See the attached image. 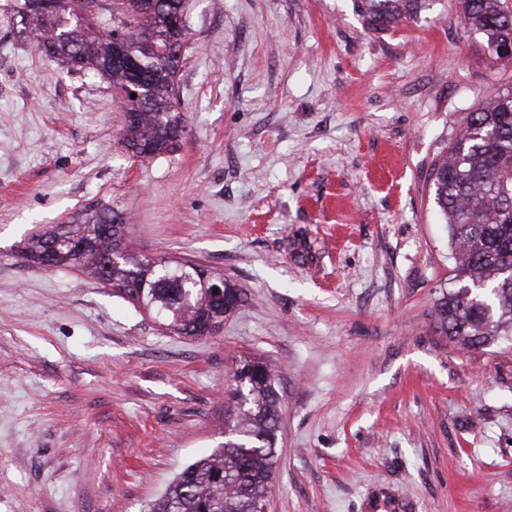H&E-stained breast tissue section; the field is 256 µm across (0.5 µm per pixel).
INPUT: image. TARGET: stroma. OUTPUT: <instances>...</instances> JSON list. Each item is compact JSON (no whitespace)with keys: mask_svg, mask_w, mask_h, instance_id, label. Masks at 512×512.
Masks as SVG:
<instances>
[{"mask_svg":"<svg viewBox=\"0 0 512 512\" xmlns=\"http://www.w3.org/2000/svg\"><path fill=\"white\" fill-rule=\"evenodd\" d=\"M429 4L375 33L354 0H184V132L139 159L119 92L0 0V512H146L222 445L248 358L279 396L268 512H512V344L440 332L427 182L512 62ZM102 205L138 255L237 284L220 330L176 335L80 266L22 257Z\"/></svg>","mask_w":512,"mask_h":512,"instance_id":"obj_1","label":"stroma"}]
</instances>
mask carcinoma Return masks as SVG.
Instances as JSON below:
<instances>
[{
  "label": "carcinoma",
  "mask_w": 512,
  "mask_h": 512,
  "mask_svg": "<svg viewBox=\"0 0 512 512\" xmlns=\"http://www.w3.org/2000/svg\"><path fill=\"white\" fill-rule=\"evenodd\" d=\"M427 0H354L358 14L376 32L394 30L418 18ZM462 22L483 35L494 53L512 44V8L507 0H457ZM85 0H68L64 13L32 10L19 13L21 32L37 33V47L62 60L69 69L107 78L120 91L125 112L123 143L138 156L155 157L172 148L183 131L169 91L182 59L172 51L181 32L170 17L183 13V0H165L152 12L140 0L112 4L111 21L129 24L152 40L126 45L137 70L112 62L113 43L97 27L83 23ZM144 83L145 98L127 93L133 79ZM433 201L448 224V245L456 287L442 293L435 313L440 330L464 348H480L512 337V87L499 89L467 113L459 133L429 171ZM126 225L116 212L101 206L83 215L79 224H55L31 234L21 250L27 260L42 263L46 245L79 238L89 246L79 258L61 256L56 266L79 265L112 286L124 299L138 300L160 314L173 332L188 334L241 303L236 286L224 281V308L214 305L207 281L212 273L200 268L184 272L170 258L139 257L125 249L121 265H108L114 245L123 242ZM480 283L485 297L469 294ZM237 412L229 437L212 454L185 467L148 512H261L274 466L279 426L278 395L266 362L247 361L235 373Z\"/></svg>",
  "instance_id": "cac0c4a2"
}]
</instances>
